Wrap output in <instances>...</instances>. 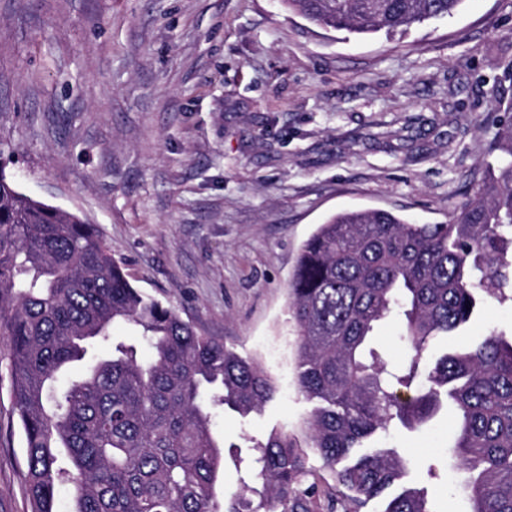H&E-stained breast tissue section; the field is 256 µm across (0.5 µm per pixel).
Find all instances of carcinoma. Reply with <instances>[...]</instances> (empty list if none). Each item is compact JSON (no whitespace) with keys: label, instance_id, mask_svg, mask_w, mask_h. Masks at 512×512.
Wrapping results in <instances>:
<instances>
[{"label":"carcinoma","instance_id":"1","mask_svg":"<svg viewBox=\"0 0 512 512\" xmlns=\"http://www.w3.org/2000/svg\"><path fill=\"white\" fill-rule=\"evenodd\" d=\"M307 22L367 35L450 17L464 0H283ZM494 161L446 224H413L387 210L330 216L303 243L288 294L298 327L297 383L313 404L309 448L286 431L257 443L251 481L219 500L224 442L211 413L246 417L275 387L258 364L199 334L134 288L93 225L20 192L0 174V350L8 352L23 434L30 512H308L294 489L308 450L343 488L344 512L402 483L392 448L352 454L380 432L414 429L448 401L452 457L470 512H512V337L494 330L420 366L433 337L454 333L485 300H512V119L499 123ZM398 317L412 357L391 368L372 346ZM149 345L116 343L87 357L115 324ZM80 376L58 385L59 375ZM383 512H430L404 486Z\"/></svg>","mask_w":512,"mask_h":512}]
</instances>
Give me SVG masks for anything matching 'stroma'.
<instances>
[{
	"label": "stroma",
	"instance_id": "1",
	"mask_svg": "<svg viewBox=\"0 0 512 512\" xmlns=\"http://www.w3.org/2000/svg\"><path fill=\"white\" fill-rule=\"evenodd\" d=\"M512 103V0L359 38L280 0H0V169L23 193L93 225L130 283L271 377L249 417L212 413L220 489L249 478L275 429L305 444L288 284L319 224L353 208L444 224L491 161ZM497 330L486 303L434 354ZM450 408L372 440L434 512H461ZM309 512H334L333 474L309 457ZM23 437L0 354V512H29Z\"/></svg>",
	"mask_w": 512,
	"mask_h": 512
}]
</instances>
